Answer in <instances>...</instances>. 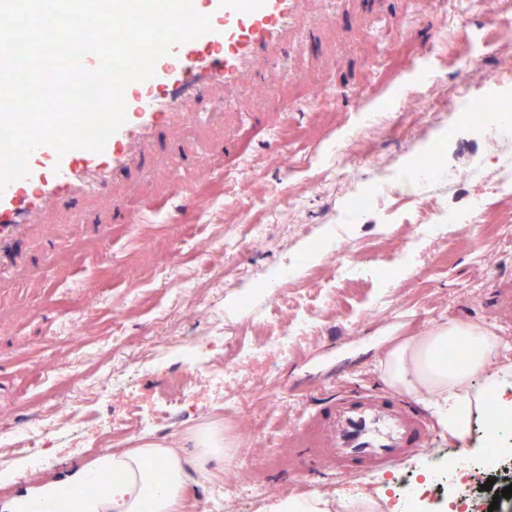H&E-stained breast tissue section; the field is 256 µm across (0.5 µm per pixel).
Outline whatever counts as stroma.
<instances>
[{
  "label": "stroma",
  "mask_w": 512,
  "mask_h": 512,
  "mask_svg": "<svg viewBox=\"0 0 512 512\" xmlns=\"http://www.w3.org/2000/svg\"><path fill=\"white\" fill-rule=\"evenodd\" d=\"M335 2L319 34L298 40L289 53L296 85H279L267 75L225 111L222 122L163 135L167 163L132 176L137 203L154 223H120L112 205L122 191L117 184L96 198L52 204L43 226L16 244L33 269L14 288L0 290V310L14 315L0 323V427L8 431L0 440V500L18 486L99 457L93 439L75 448L78 428L91 431L96 422L122 419L124 436L114 450L139 447L145 437L125 419L135 405L144 413L165 411L154 439L171 448L210 425L232 438L238 422L253 416L258 433L248 443L249 458L260 463L276 452L288 470L271 471L266 497L238 492L222 512H263L267 499L291 495H321L330 502L329 512H356L358 502L375 496L365 479L336 474L322 463L309 469L291 444L305 414L330 395L337 379L381 382L384 351L452 322L497 336L512 358V298L499 296L512 283V241L488 238L471 224L455 225L444 238L420 239L414 225L379 206L356 222L337 223L351 194H373L377 186L333 171L340 152L390 156L400 173L449 213L469 210L479 200L512 223V193L488 195L479 176L495 165L480 152L479 133L442 104L431 122L416 124L404 102L405 92L421 94L431 84L455 88L463 78L451 64L457 48H465L475 75L512 66V46L499 29L502 19L512 18V0H501L494 12L474 13L460 32L453 28L450 0ZM407 44L415 55L395 68ZM328 88L335 93L330 105L323 101ZM282 110L290 113L288 123L276 121ZM226 141L236 143L239 154L219 168L213 148ZM430 152L441 156V166L419 167ZM180 179L207 187L198 210L206 223H197V212L169 220ZM274 196L298 200V211L270 207ZM244 224L260 225L256 241L247 250L226 251V241L239 238ZM442 250L453 255L445 271L437 266ZM340 253L356 284L337 277ZM392 255L399 263L391 268L385 259ZM482 256L490 258L491 269L479 264ZM230 261L239 267L237 279L213 287ZM161 267L168 269L169 283L150 286L151 274ZM315 280L334 288L335 302L310 294ZM189 284L196 295L191 304L180 294ZM283 291L297 298L295 311L280 309L276 295ZM213 310L223 311L225 323L249 344L282 335L299 314L316 317L318 326L285 357L265 352L242 361L231 353L216 355L190 372L194 404L185 408L168 396L167 386ZM130 366L135 379L129 391L103 396L85 388L69 409L37 398L47 385L79 372L108 380ZM224 367L231 370L225 386L244 389V407L209 408L211 372ZM48 417L55 432L47 463L38 469L18 447ZM474 422L463 442L434 424L425 449L403 461L402 474L419 475L432 459L463 446L484 447L483 419ZM511 483V469L477 471L471 490L479 512H512V498L501 495Z\"/></svg>",
  "instance_id": "obj_1"
}]
</instances>
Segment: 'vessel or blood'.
I'll return each instance as SVG.
<instances>
[{
    "instance_id": "1",
    "label": "vessel or blood",
    "mask_w": 512,
    "mask_h": 512,
    "mask_svg": "<svg viewBox=\"0 0 512 512\" xmlns=\"http://www.w3.org/2000/svg\"><path fill=\"white\" fill-rule=\"evenodd\" d=\"M211 19L212 30L173 44L152 77L125 90L126 121L102 151L74 149L57 155L36 148L26 177L0 191V285L12 283L21 262H4L12 242L40 223L52 202L97 195L111 178L144 170L156 157L159 131L188 123H215L216 112H188L201 98L223 92L225 106L259 74L261 65L278 66L284 81L294 74L280 50L302 28L300 0H193ZM431 421L414 403L381 388L337 385L323 406L302 425L298 442L311 461L330 462L334 471L370 474L393 466L422 448Z\"/></svg>"
}]
</instances>
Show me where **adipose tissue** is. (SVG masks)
I'll return each mask as SVG.
<instances>
[{
  "label": "adipose tissue",
  "instance_id": "1",
  "mask_svg": "<svg viewBox=\"0 0 512 512\" xmlns=\"http://www.w3.org/2000/svg\"><path fill=\"white\" fill-rule=\"evenodd\" d=\"M460 338L469 344L467 357L453 366L444 363L441 349ZM497 358V337L471 324L451 323L386 351L380 368L389 386L435 402L449 437L462 442L471 430L460 409L483 408L489 398L499 410L512 412V364L498 365ZM189 442L187 450L146 442L72 465L51 479L20 487L0 501V512H61L70 502L76 505L74 512H182L194 476L224 467L219 430L205 429ZM107 473L113 479L104 492L83 496L86 486Z\"/></svg>",
  "mask_w": 512,
  "mask_h": 512
}]
</instances>
